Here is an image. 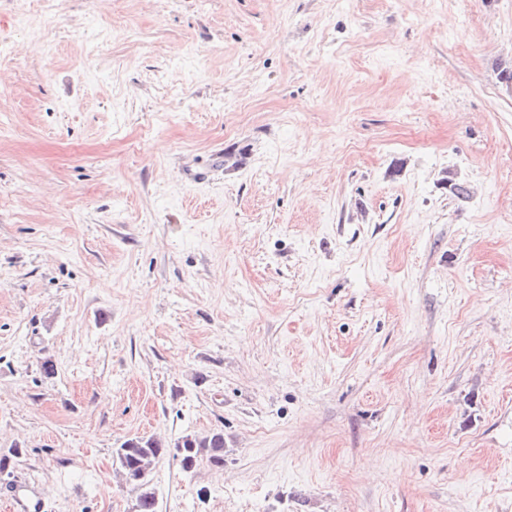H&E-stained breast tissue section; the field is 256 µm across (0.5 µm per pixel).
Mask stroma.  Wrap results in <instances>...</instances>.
Segmentation results:
<instances>
[{
  "instance_id": "1",
  "label": "stroma",
  "mask_w": 512,
  "mask_h": 512,
  "mask_svg": "<svg viewBox=\"0 0 512 512\" xmlns=\"http://www.w3.org/2000/svg\"><path fill=\"white\" fill-rule=\"evenodd\" d=\"M0 41V512H134L150 435L159 512H512V0H0ZM180 465L185 471H189L185 465L187 457L194 460V468L201 457H206L207 461L213 466H223L224 464V432L223 430H213L204 435L189 434L184 436L176 444ZM191 450V453L187 451ZM193 468V469H194ZM167 444L154 436L125 440L116 450V465L125 482L137 491V512H158L151 480L156 464L167 454Z\"/></svg>"
}]
</instances>
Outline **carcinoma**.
Listing matches in <instances>:
<instances>
[{
    "mask_svg": "<svg viewBox=\"0 0 512 512\" xmlns=\"http://www.w3.org/2000/svg\"><path fill=\"white\" fill-rule=\"evenodd\" d=\"M180 465L187 457L199 462L204 457L217 467L224 465V431L204 435L189 434L176 444ZM167 454V444L154 436H137L125 440L116 450V465L125 482L137 491L139 512H158L151 480L156 464Z\"/></svg>",
    "mask_w": 512,
    "mask_h": 512,
    "instance_id": "cac0c4a2",
    "label": "carcinoma"
}]
</instances>
